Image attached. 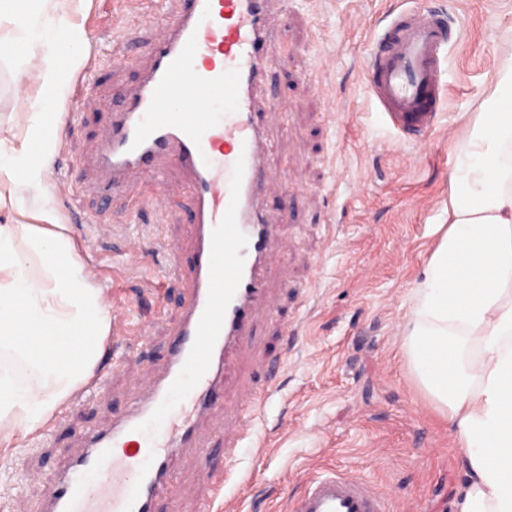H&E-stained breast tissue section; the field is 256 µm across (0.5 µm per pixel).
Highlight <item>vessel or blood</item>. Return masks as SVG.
Listing matches in <instances>:
<instances>
[{"instance_id": "b4317fda", "label": "vessel or blood", "mask_w": 512, "mask_h": 512, "mask_svg": "<svg viewBox=\"0 0 512 512\" xmlns=\"http://www.w3.org/2000/svg\"><path fill=\"white\" fill-rule=\"evenodd\" d=\"M179 2L157 18L144 47L149 64L113 108L96 155L101 200L136 173L153 185L147 203L160 215L168 210L167 165L185 172L190 263L171 267L184 282L179 318L129 413L85 435L43 512H156L174 454L188 448L192 466L206 463L198 421L223 406L224 385L251 349L258 307L274 305L265 264L277 227L259 205L266 147L254 97L273 49L271 0ZM447 49L448 28L429 11L401 13L375 40L368 92L398 129L420 138L436 124ZM186 99L203 101L206 111H172ZM250 434L248 424L225 418L226 463ZM289 512L388 509L362 482L332 470L309 481Z\"/></svg>"}]
</instances>
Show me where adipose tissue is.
Returning <instances> with one entry per match:
<instances>
[{
	"label": "adipose tissue",
	"mask_w": 512,
	"mask_h": 512,
	"mask_svg": "<svg viewBox=\"0 0 512 512\" xmlns=\"http://www.w3.org/2000/svg\"><path fill=\"white\" fill-rule=\"evenodd\" d=\"M47 0H0L14 28L1 45L38 61L44 94L24 109L20 148L0 149V176L39 201L51 153V114L69 71L62 49L85 35ZM50 10V25L34 22ZM0 225V352L24 376L0 368V433L32 432L85 380L110 331L102 293L73 257L65 225ZM30 243L21 254L16 235ZM404 349L422 390L447 417L465 475L460 512H512V38L452 174L448 227L413 290Z\"/></svg>",
	"instance_id": "ef3b65f1"
}]
</instances>
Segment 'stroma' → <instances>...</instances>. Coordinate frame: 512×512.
I'll return each instance as SVG.
<instances>
[{"label": "stroma", "instance_id": "obj_1", "mask_svg": "<svg viewBox=\"0 0 512 512\" xmlns=\"http://www.w3.org/2000/svg\"><path fill=\"white\" fill-rule=\"evenodd\" d=\"M64 6L86 36L77 64L95 69L82 92L70 82L62 88L63 110L74 119L58 132L46 173L50 206L93 286L130 309L128 319L113 320L111 335L138 345L130 330L142 321L148 343L126 356L97 396L62 403L50 437L38 430L0 437V512H40L81 436L129 410L179 316L182 284L166 273V249L190 233L178 168L168 173L162 220L147 211L129 221L131 205L150 193L141 177H130L105 206L94 191L109 110L146 63L152 17L131 16V0ZM413 8L448 21L440 117L419 145L401 137L367 92L372 40ZM271 27L276 44L257 104L267 111L266 175L281 189L261 206L282 239L267 259L275 311L259 313L241 369L258 385L273 377L276 391L253 419L222 498H213L185 454L173 457L179 512H198L207 501L212 512H287L307 480L329 470L366 481L390 512H460L465 477L456 443L409 367L401 326L438 244L436 227L448 221L459 148L492 86L496 54L512 30V0H288L287 18L273 16ZM23 84L30 98L41 95L35 71L0 54V138L16 147L24 135ZM273 102L279 111H269ZM94 215L111 234H92L86 220ZM137 236L143 253L123 264Z\"/></svg>", "mask_w": 512, "mask_h": 512}]
</instances>
